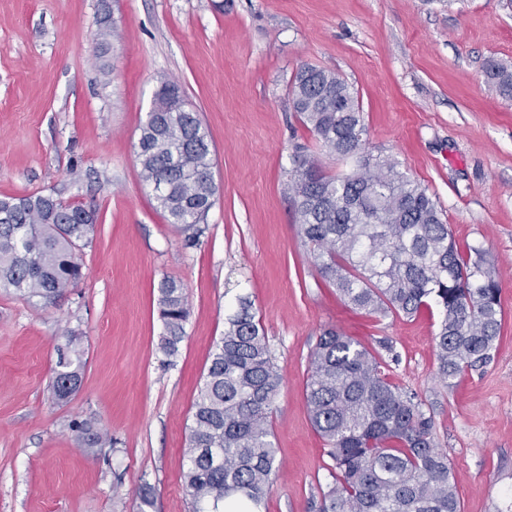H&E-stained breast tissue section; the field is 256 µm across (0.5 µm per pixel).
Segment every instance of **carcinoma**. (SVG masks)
I'll list each match as a JSON object with an SVG mask.
<instances>
[{"label": "carcinoma", "instance_id": "obj_1", "mask_svg": "<svg viewBox=\"0 0 512 512\" xmlns=\"http://www.w3.org/2000/svg\"><path fill=\"white\" fill-rule=\"evenodd\" d=\"M487 80L512 100V67L491 63ZM289 97L302 125L330 154L346 158L349 173L325 172L310 146L295 143L305 164L288 170L299 236L321 277L356 309L412 317L440 312L438 373L444 380L490 360L502 326L499 282L481 253H462L428 189L399 163L365 152L359 101L338 74L314 65L294 73ZM140 175L170 224L196 245L218 187L205 177L213 167L209 131L189 109L181 87L164 80L140 128ZM97 213L45 194L0 198V288L46 308L82 279L76 250L87 244ZM164 328L160 349L178 352L189 316L183 283L159 288ZM306 398L311 423L332 460L334 483L319 512H461L448 457L436 448L434 418L413 392L393 384L364 345L335 330L319 336L310 353ZM83 369L77 338L58 350L52 390L59 401L79 388ZM282 377L265 332L240 301L226 318L203 386L193 405L184 483L191 512H224L240 498L259 509L280 467L270 415ZM77 441L97 448L111 441L96 422L73 426Z\"/></svg>", "mask_w": 512, "mask_h": 512}]
</instances>
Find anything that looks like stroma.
Instances as JSON below:
<instances>
[{"label": "stroma", "instance_id": "obj_1", "mask_svg": "<svg viewBox=\"0 0 512 512\" xmlns=\"http://www.w3.org/2000/svg\"><path fill=\"white\" fill-rule=\"evenodd\" d=\"M115 30L101 54L103 24ZM112 73L103 76L102 61ZM512 65L502 0H0V197L96 209L83 279L42 308L0 288V512H190L183 452L224 321L248 299L282 376L271 417L283 473L262 512H317L331 459L306 402L323 330L376 350L430 408L463 512L512 502V100L483 68ZM309 63L355 92L372 154L426 186L500 285L491 359L441 380L437 311L347 306L297 234L285 191L295 142L315 139L288 89ZM177 82L214 147L217 200L197 245L140 177L136 145L160 80ZM187 287L174 358L159 348V287ZM78 337V391L56 402L57 349ZM111 437L80 446L73 423ZM151 487V503L142 490Z\"/></svg>", "mask_w": 512, "mask_h": 512}]
</instances>
